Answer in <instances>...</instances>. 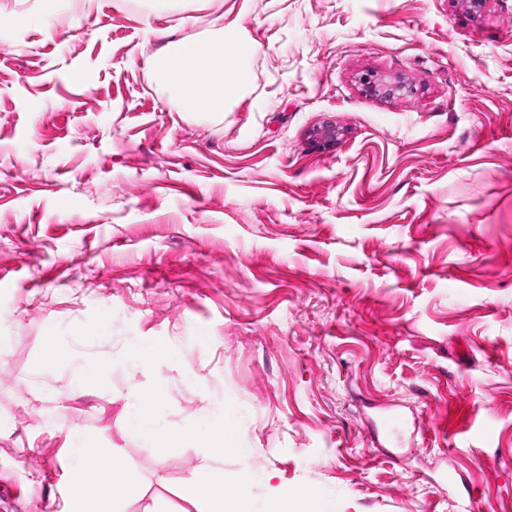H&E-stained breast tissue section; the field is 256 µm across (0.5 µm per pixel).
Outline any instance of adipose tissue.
I'll use <instances>...</instances> for the list:
<instances>
[{
    "label": "adipose tissue",
    "mask_w": 512,
    "mask_h": 512,
    "mask_svg": "<svg viewBox=\"0 0 512 512\" xmlns=\"http://www.w3.org/2000/svg\"><path fill=\"white\" fill-rule=\"evenodd\" d=\"M213 28L211 38L168 31L165 44L151 58V85L166 93L180 111L222 114L225 100L235 96L247 79L251 48L244 46L236 28L225 26L223 17L214 19ZM70 450L84 462L71 474L76 491L72 512H110L108 492L95 483L86 461L111 464L114 484L134 491L133 480L120 459L110 458L77 437L72 438ZM223 486V471L214 470L194 481L193 493L199 503L214 506L215 512H246V486L230 493L224 492Z\"/></svg>",
    "instance_id": "1"
}]
</instances>
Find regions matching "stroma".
<instances>
[{
  "label": "stroma",
  "mask_w": 512,
  "mask_h": 512,
  "mask_svg": "<svg viewBox=\"0 0 512 512\" xmlns=\"http://www.w3.org/2000/svg\"><path fill=\"white\" fill-rule=\"evenodd\" d=\"M57 8L0 0V512H69L75 436L134 478L116 512H199L180 435L223 415L247 512H512V0ZM218 14L246 84L178 111L158 33ZM129 423L153 446L165 448V440L157 429L150 399L140 400L130 416Z\"/></svg>",
  "instance_id": "1"
}]
</instances>
